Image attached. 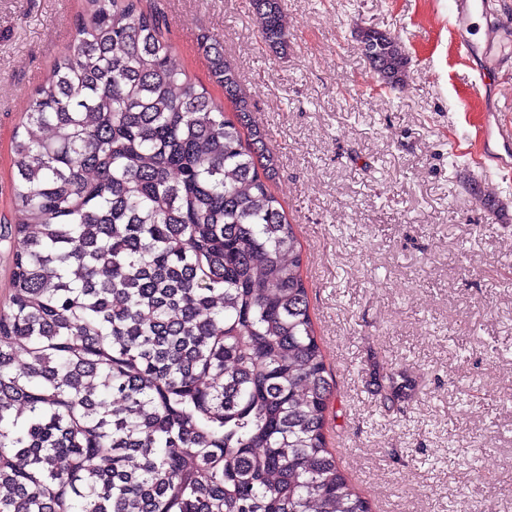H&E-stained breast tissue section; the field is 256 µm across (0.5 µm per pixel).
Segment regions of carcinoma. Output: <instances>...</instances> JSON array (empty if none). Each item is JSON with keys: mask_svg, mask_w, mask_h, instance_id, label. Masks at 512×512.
<instances>
[{"mask_svg": "<svg viewBox=\"0 0 512 512\" xmlns=\"http://www.w3.org/2000/svg\"><path fill=\"white\" fill-rule=\"evenodd\" d=\"M141 0H85L13 142L0 512H370L325 434L334 383L267 134L203 33L224 115ZM288 52L284 0H252ZM380 85L409 79L367 28ZM379 413L414 390L373 372Z\"/></svg>", "mask_w": 512, "mask_h": 512, "instance_id": "cac0c4a2", "label": "carcinoma"}]
</instances>
